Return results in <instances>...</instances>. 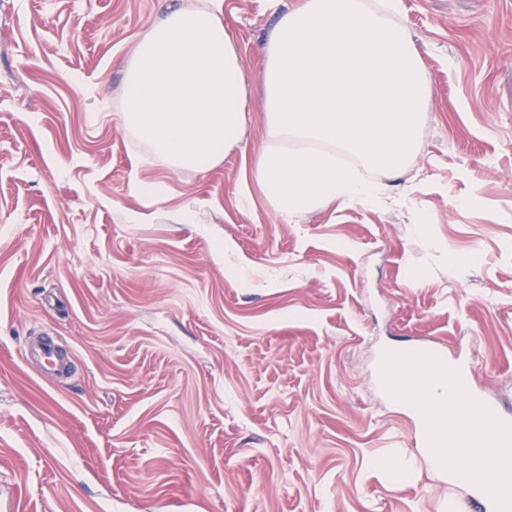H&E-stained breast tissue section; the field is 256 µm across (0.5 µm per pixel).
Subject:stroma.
Segmentation results:
<instances>
[{
  "instance_id": "obj_1",
  "label": "stroma",
  "mask_w": 512,
  "mask_h": 512,
  "mask_svg": "<svg viewBox=\"0 0 512 512\" xmlns=\"http://www.w3.org/2000/svg\"><path fill=\"white\" fill-rule=\"evenodd\" d=\"M295 2L223 0L245 133L174 171L125 130L124 71L192 0H0V512H466L374 363L467 350L512 403V0H400L431 89L408 173L287 218L254 171ZM37 336L69 378L25 362Z\"/></svg>"
}]
</instances>
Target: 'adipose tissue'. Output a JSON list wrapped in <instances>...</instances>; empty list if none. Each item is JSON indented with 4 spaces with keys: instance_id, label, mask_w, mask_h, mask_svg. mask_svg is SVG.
<instances>
[{
    "instance_id": "adipose-tissue-1",
    "label": "adipose tissue",
    "mask_w": 512,
    "mask_h": 512,
    "mask_svg": "<svg viewBox=\"0 0 512 512\" xmlns=\"http://www.w3.org/2000/svg\"><path fill=\"white\" fill-rule=\"evenodd\" d=\"M122 118L173 170L219 164L247 126L246 84L221 0L169 7L128 60Z\"/></svg>"
}]
</instances>
